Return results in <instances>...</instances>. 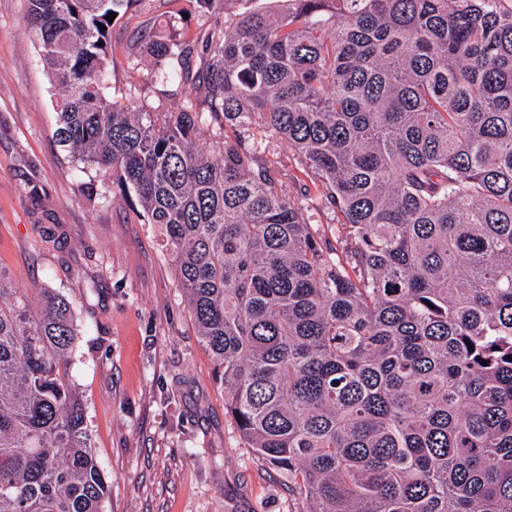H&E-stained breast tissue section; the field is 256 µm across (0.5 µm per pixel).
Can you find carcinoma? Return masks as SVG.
Returning a JSON list of instances; mask_svg holds the SVG:
<instances>
[{
    "label": "carcinoma",
    "instance_id": "obj_1",
    "mask_svg": "<svg viewBox=\"0 0 512 512\" xmlns=\"http://www.w3.org/2000/svg\"><path fill=\"white\" fill-rule=\"evenodd\" d=\"M142 2L28 17L58 143L156 225L239 435L306 512H512V0H237L194 38L172 13L161 112L105 92L106 16ZM78 336L0 269V512H104Z\"/></svg>",
    "mask_w": 512,
    "mask_h": 512
}]
</instances>
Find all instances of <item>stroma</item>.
Returning a JSON list of instances; mask_svg holds the SVG:
<instances>
[{
  "label": "stroma",
  "mask_w": 512,
  "mask_h": 512,
  "mask_svg": "<svg viewBox=\"0 0 512 512\" xmlns=\"http://www.w3.org/2000/svg\"><path fill=\"white\" fill-rule=\"evenodd\" d=\"M27 14V0H0V268L14 287L48 286L75 304L71 379L109 481L105 512H305L225 417L157 229L111 179L86 196L55 137L58 94ZM166 19L164 0H144L114 25L107 90L134 85L128 60L143 47L133 33ZM134 86L159 105L146 82Z\"/></svg>",
  "instance_id": "stroma-1"
}]
</instances>
